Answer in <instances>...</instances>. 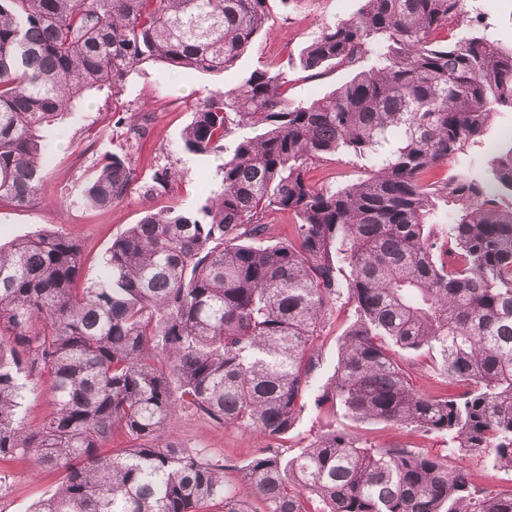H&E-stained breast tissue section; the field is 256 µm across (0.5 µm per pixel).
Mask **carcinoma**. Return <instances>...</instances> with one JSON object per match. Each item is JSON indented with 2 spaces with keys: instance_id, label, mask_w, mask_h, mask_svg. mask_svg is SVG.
Listing matches in <instances>:
<instances>
[{
  "instance_id": "carcinoma-1",
  "label": "carcinoma",
  "mask_w": 512,
  "mask_h": 512,
  "mask_svg": "<svg viewBox=\"0 0 512 512\" xmlns=\"http://www.w3.org/2000/svg\"><path fill=\"white\" fill-rule=\"evenodd\" d=\"M269 0H0V201L40 203L44 131L88 90L117 95L147 64L222 73L252 47ZM463 0H363L322 26L297 69L351 78L309 103L288 72L260 66L201 102L185 152L224 151L221 181L194 212L146 213L112 241L100 278L74 288L80 241L50 229L0 244V492L3 464L62 469L32 512H512V491L474 484L457 460L512 470V139L428 182L512 109V46L448 37ZM373 162L363 181L317 188L308 164ZM134 176L105 156L79 185L108 207ZM162 168L146 186L164 193ZM454 213L441 239L440 207ZM297 218L295 241L260 244L266 215ZM355 319L314 397L360 422L443 437L448 455L377 447L330 424L290 457L270 446L241 466L163 441L173 413L288 439L320 367L318 341L341 296ZM423 351L454 392L415 391L396 350ZM48 376L55 410L34 435L18 413ZM116 431L131 445L99 454ZM241 474L240 491L226 472Z\"/></svg>"
}]
</instances>
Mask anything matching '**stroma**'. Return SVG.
Segmentation results:
<instances>
[{
	"mask_svg": "<svg viewBox=\"0 0 512 512\" xmlns=\"http://www.w3.org/2000/svg\"><path fill=\"white\" fill-rule=\"evenodd\" d=\"M361 5L362 0H270L265 34L234 68L204 75L192 71L175 74L162 66H148L129 78L118 98L96 91L86 93L46 133L50 156L40 190L41 204L32 208L0 204V243L42 228L76 236L87 253L80 283L87 286L95 282L112 241L137 223L145 211L157 212L171 206L183 211L196 209L203 192L217 185L222 156H194L180 147L181 133L191 119L194 105L204 97L234 87L242 73L260 65L294 70L301 50L319 34L323 24L354 17ZM448 28L455 32L482 31L511 45L512 0H465L464 10L449 20ZM118 111L124 118L120 125L114 119ZM133 123L141 127L140 136L131 135L129 126ZM129 145L134 148L135 176L124 198L105 210L79 203L73 194L75 186L92 176L105 154L121 152ZM162 167L175 173V181L164 195H145L146 183ZM368 171L365 159L342 154L312 163L308 176L313 185L337 190L360 182ZM353 318L354 307L347 299H338L331 305L320 338L323 362L314 385H321L331 374L339 337ZM401 360L414 389L429 395L446 392L428 355L405 352ZM336 424L374 445L400 443L438 455L447 452L440 436L413 427L358 424L343 415L337 416ZM170 435L183 447L203 448L237 464L267 444L253 431L227 427L190 410L174 414ZM10 468L13 478L9 489L0 493V512H28L32 503L50 494L61 479L56 472H36L30 458L16 460Z\"/></svg>",
	"mask_w": 512,
	"mask_h": 512,
	"instance_id": "35a3bbf8",
	"label": "stroma"
}]
</instances>
